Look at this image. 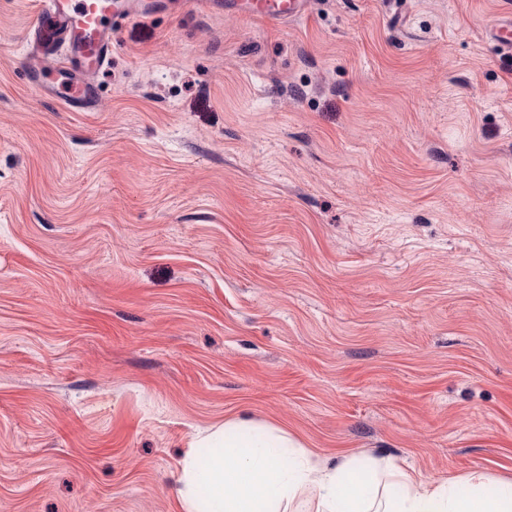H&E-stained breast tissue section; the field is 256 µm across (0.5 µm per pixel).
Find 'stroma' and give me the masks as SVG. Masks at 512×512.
<instances>
[{
	"mask_svg": "<svg viewBox=\"0 0 512 512\" xmlns=\"http://www.w3.org/2000/svg\"><path fill=\"white\" fill-rule=\"evenodd\" d=\"M0 0V512H181L197 430L512 481V0L118 24L91 111Z\"/></svg>",
	"mask_w": 512,
	"mask_h": 512,
	"instance_id": "obj_1",
	"label": "stroma"
}]
</instances>
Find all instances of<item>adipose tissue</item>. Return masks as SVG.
I'll return each instance as SVG.
<instances>
[{
    "label": "adipose tissue",
    "mask_w": 512,
    "mask_h": 512,
    "mask_svg": "<svg viewBox=\"0 0 512 512\" xmlns=\"http://www.w3.org/2000/svg\"><path fill=\"white\" fill-rule=\"evenodd\" d=\"M422 480L387 460L319 457L276 425L238 416L199 432L175 475L183 512H512V493L488 496Z\"/></svg>",
    "instance_id": "adipose-tissue-1"
}]
</instances>
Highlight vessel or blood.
I'll return each instance as SVG.
<instances>
[{
  "label": "vessel or blood",
  "instance_id": "b4317fda",
  "mask_svg": "<svg viewBox=\"0 0 512 512\" xmlns=\"http://www.w3.org/2000/svg\"><path fill=\"white\" fill-rule=\"evenodd\" d=\"M311 4L312 0H225L224 7L274 24L306 17ZM147 9L145 0H40L41 28L60 49L32 60L30 84L51 90L72 111L90 110L97 98L94 75L111 56L116 20Z\"/></svg>",
  "mask_w": 512,
  "mask_h": 512
}]
</instances>
